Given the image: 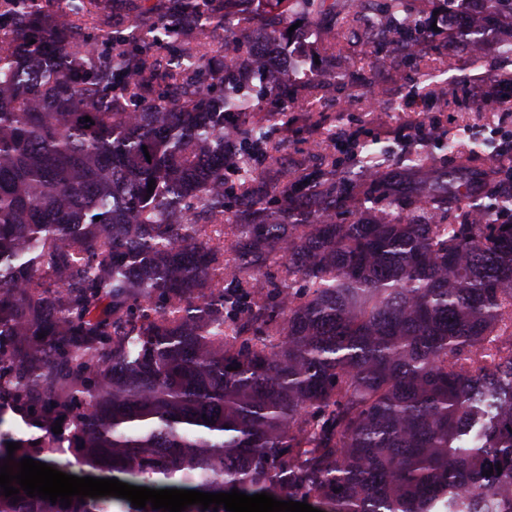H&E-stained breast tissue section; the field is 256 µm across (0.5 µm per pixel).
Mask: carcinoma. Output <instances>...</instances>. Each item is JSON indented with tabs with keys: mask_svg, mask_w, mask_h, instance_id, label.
<instances>
[{
	"mask_svg": "<svg viewBox=\"0 0 512 512\" xmlns=\"http://www.w3.org/2000/svg\"><path fill=\"white\" fill-rule=\"evenodd\" d=\"M50 2L0 0V461L17 442V461L72 448L134 486L512 512V224L473 223L462 185L452 224L439 191L343 224L347 180L253 190L288 113L250 120L211 54L281 38L268 12L304 0H259L232 29V0H178L192 43L162 0L124 25L113 0H66V24ZM89 17L100 51L75 40ZM373 193L359 202L394 205ZM115 505L0 494V512Z\"/></svg>",
	"mask_w": 512,
	"mask_h": 512,
	"instance_id": "cac0c4a2",
	"label": "carcinoma"
}]
</instances>
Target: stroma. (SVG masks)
Masks as SVG:
<instances>
[{
	"label": "stroma",
	"instance_id": "stroma-1",
	"mask_svg": "<svg viewBox=\"0 0 512 512\" xmlns=\"http://www.w3.org/2000/svg\"><path fill=\"white\" fill-rule=\"evenodd\" d=\"M349 3L335 0L326 12L301 6L281 24L308 71L268 70L267 90L254 100L253 118H267L279 83L287 82L288 128L272 144L276 165L255 173L256 191L326 168L330 156L337 174H344L355 169L361 147L376 142L385 150L382 170L397 198L415 200L423 185L458 180L470 186L475 203L494 205L495 223H511L512 210L498 202L512 195V175L491 178L486 171L495 137L512 138V112L485 110L480 97L493 79L512 78V57L501 53L512 41V26L504 20L485 25L483 52L474 57L464 48L470 0H405L406 11L425 28L409 61L393 48L348 36ZM465 127L482 151L448 155L444 141ZM417 154L428 157L426 166L413 165Z\"/></svg>",
	"mask_w": 512,
	"mask_h": 512
}]
</instances>
